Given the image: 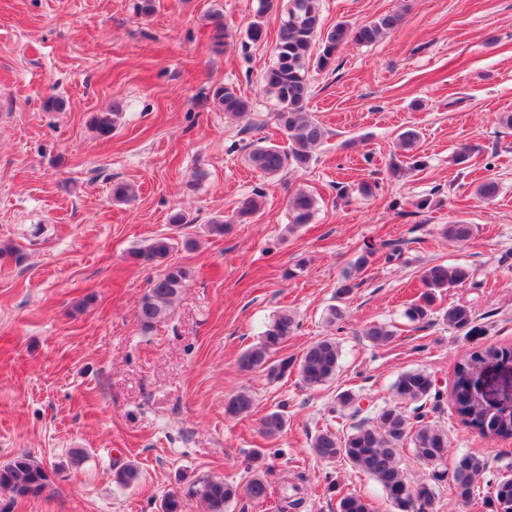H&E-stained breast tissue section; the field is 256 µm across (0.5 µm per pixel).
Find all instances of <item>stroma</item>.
<instances>
[{"label":"stroma","instance_id":"35a3bbf8","mask_svg":"<svg viewBox=\"0 0 512 512\" xmlns=\"http://www.w3.org/2000/svg\"><path fill=\"white\" fill-rule=\"evenodd\" d=\"M134 0H0V463L28 452L53 472L37 498L8 501L9 512H158L174 492L186 512H205L189 490L208 476L242 485L248 455L267 458L270 498L232 501L227 512H337L340 494L366 497L391 512L381 488L343 460L311 452L321 431L348 430L336 396L350 391L366 417L393 404L391 386L422 368L451 391L454 366L482 344L512 345V0H322L326 27L401 12L399 25L369 45L342 46L333 66L311 74L310 112L327 131L309 167L263 178L245 157L252 146H286L261 87L274 62L279 19L269 12L263 37L248 27L258 0H157L152 16ZM223 16L227 41L211 18ZM235 86L251 103L246 118L224 114L215 85ZM65 101L47 108L49 98ZM120 101L111 137L90 126L94 113ZM420 138L414 152L400 132ZM469 147L462 164L455 155ZM421 167H413V157ZM499 185L490 203L475 193ZM135 198L119 204L112 186ZM312 192L311 223L286 232L287 200ZM262 191L255 221L212 236L213 219ZM440 208L417 209L424 197ZM186 224H171L174 212ZM472 224L465 243L444 224ZM171 238L173 262L191 272L168 316L142 331L136 310L159 269L132 262L131 251ZM396 241L393 261L375 256L363 283L337 299L343 275L366 245ZM435 264L468 269L442 292L429 323L411 325L403 305L421 291ZM339 305L340 325L327 312ZM471 309L479 335L443 318ZM299 323L282 350L300 357L336 337V377L303 384L298 373L271 380L239 370V355L277 311ZM395 330L376 345L364 330ZM246 390L252 414L230 418L224 404ZM285 405L288 425L275 440L259 420ZM448 431L450 456L473 452L489 468L484 481L512 471V440L458 424L450 401L435 415ZM85 459L70 465V449ZM138 468L132 486L116 483L121 466ZM335 483L336 494L325 491Z\"/></svg>","mask_w":512,"mask_h":512}]
</instances>
